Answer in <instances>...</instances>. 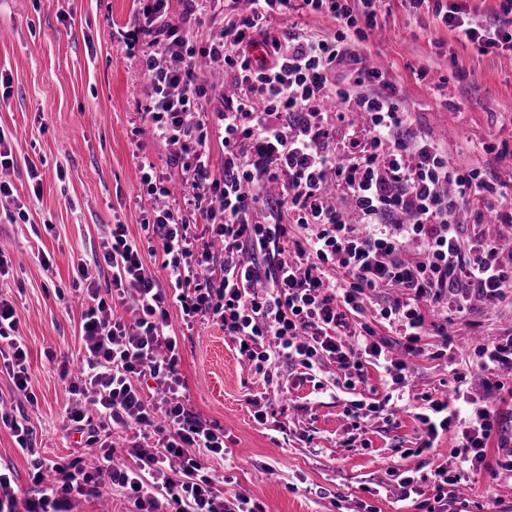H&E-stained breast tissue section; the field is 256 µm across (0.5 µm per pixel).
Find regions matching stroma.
<instances>
[{
    "instance_id": "35a3bbf8",
    "label": "stroma",
    "mask_w": 512,
    "mask_h": 512,
    "mask_svg": "<svg viewBox=\"0 0 512 512\" xmlns=\"http://www.w3.org/2000/svg\"><path fill=\"white\" fill-rule=\"evenodd\" d=\"M138 10L136 0H0V76L10 85L0 95V131L14 159L13 193L0 196V249L14 264L0 291L17 307L31 376L21 393L0 373V400L28 419L42 457L54 461L86 450L66 417L70 394L58 368L60 359H79L83 351L79 324L88 302L73 261L98 252L117 219L131 238L145 239L141 209L151 201L138 164L170 173L174 196L183 191L179 167L141 122L147 88L139 59L117 41L138 23ZM380 21L356 50L402 96L411 132L443 139L454 162L481 166L498 196L512 199V52L461 45L432 0L417 10L406 0H385ZM31 163L43 175L37 197L29 190ZM420 308L430 336L427 354L407 371L412 398L398 414L372 418L359 430L344 409L382 387L376 370L353 389L316 388L297 369L282 370L269 385L250 374L219 326L186 329L171 309L186 401L224 429L225 454L205 464L230 476L225 491L249 494L265 512H402L397 468L429 477L439 464L455 466L451 437L415 452L416 396L443 391L455 376L462 390L483 393L474 348L512 334V299L455 322L446 344L436 335L444 309L430 301ZM346 438L352 446H343ZM448 497L494 498L502 512H512V475L494 466L466 474Z\"/></svg>"
}]
</instances>
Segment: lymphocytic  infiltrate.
Returning a JSON list of instances; mask_svg holds the SVG:
<instances>
[{
    "mask_svg": "<svg viewBox=\"0 0 512 512\" xmlns=\"http://www.w3.org/2000/svg\"><path fill=\"white\" fill-rule=\"evenodd\" d=\"M228 4L219 39H202L190 15L169 16V0H139L145 22L124 33L149 82L141 118L179 164L191 191L168 201L166 176L140 166V183L155 201L141 227L165 258L167 285L150 273L137 240L115 222L91 262H78L91 307L80 322L84 352L69 378L68 418L99 450L46 464L33 445V428L0 406V424L31 459L34 492L11 469H0V512H73L112 491L126 494L133 512H264L245 493L224 494V478L204 473L206 457L224 452V429L188 408L180 390L177 337L168 332L170 307L187 328L214 321L241 346L253 374L272 383L279 364L312 371L335 363L333 386L355 388L371 365L390 381L381 399L349 408L354 423L392 411L406 386L405 361L393 357L378 329L400 336L407 354H423L426 319L418 303L446 301L466 315L473 299L492 303L512 293V252L486 233L483 222L463 228L470 200L488 196L500 224H512V204L496 200L481 167L457 166L428 136L405 137L410 114L388 92L384 71L354 48L378 26L381 0H208ZM323 12L333 33L300 29L296 16ZM279 14L288 26L268 33ZM442 18L458 41L485 53L512 50V26L474 21L450 0ZM261 56H253L255 46ZM220 64L233 83L228 96L198 66ZM354 67L353 94L332 73ZM224 152L214 171L210 130ZM204 226L221 249L200 246ZM107 285H100L102 270ZM393 288L398 298L360 322L367 293ZM134 304L136 318L114 315ZM13 302L0 294V366L19 391L30 383L27 352L17 336ZM477 366L486 394H422L420 446L444 434L455 441L456 470L437 466L433 499L419 480L401 478L398 501L415 512H447L450 485L487 467L488 448L500 434L501 403L512 396V338L480 344ZM156 384L145 398L143 380ZM130 433V465H115L112 437Z\"/></svg>",
    "mask_w": 512,
    "mask_h": 512,
    "instance_id": "obj_1",
    "label": "lymphocytic infiltrate"
}]
</instances>
